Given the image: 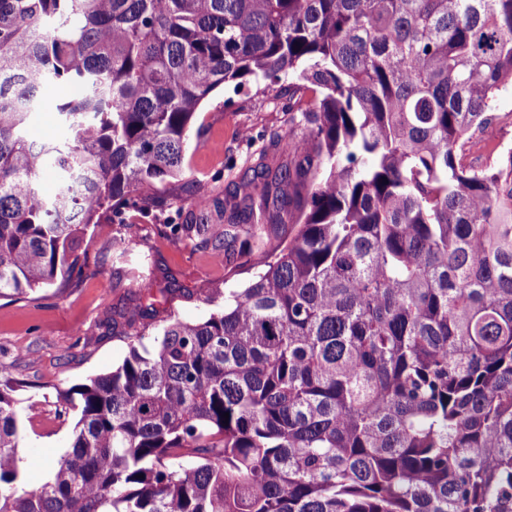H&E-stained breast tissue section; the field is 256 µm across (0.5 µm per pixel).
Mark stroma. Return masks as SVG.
Wrapping results in <instances>:
<instances>
[{
	"instance_id": "stroma-1",
	"label": "stroma",
	"mask_w": 512,
	"mask_h": 512,
	"mask_svg": "<svg viewBox=\"0 0 512 512\" xmlns=\"http://www.w3.org/2000/svg\"><path fill=\"white\" fill-rule=\"evenodd\" d=\"M311 90H294L290 79L272 87L253 83L217 89L197 113L179 183L166 187L176 201L165 211L125 207L89 225L79 239L86 259L83 278L66 286H48L21 298L0 299V371L24 384L17 394L23 440L20 466L27 489L49 481L53 463L72 442L78 413H56V393L111 372L130 344H152L137 328L112 323V309L135 299L168 295L160 316L187 321L209 316L212 307L195 294L201 283L224 290L247 281L253 257L235 253L214 262L210 250L165 233L164 225L183 223L200 194L223 200L227 184L248 157L269 145L273 132L288 128V109L316 99ZM496 120L475 134L466 147L468 165H491L497 148L512 149V89L497 97ZM136 233L120 243L121 226Z\"/></svg>"
}]
</instances>
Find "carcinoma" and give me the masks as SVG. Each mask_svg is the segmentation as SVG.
<instances>
[{
  "label": "carcinoma",
  "mask_w": 512,
  "mask_h": 512,
  "mask_svg": "<svg viewBox=\"0 0 512 512\" xmlns=\"http://www.w3.org/2000/svg\"><path fill=\"white\" fill-rule=\"evenodd\" d=\"M285 76L321 99L224 240L169 225L257 271L58 394L80 417L35 490L0 373V512H512V150L460 157L512 85V0H0V298L79 280L88 225L167 203L213 91ZM54 84L79 93L36 143ZM66 90V94L57 96V91ZM71 93L67 88H50L43 95V104L39 112L32 120L30 136L37 141H46L54 139L57 136V115L55 113V103L65 95Z\"/></svg>",
  "instance_id": "1"
}]
</instances>
